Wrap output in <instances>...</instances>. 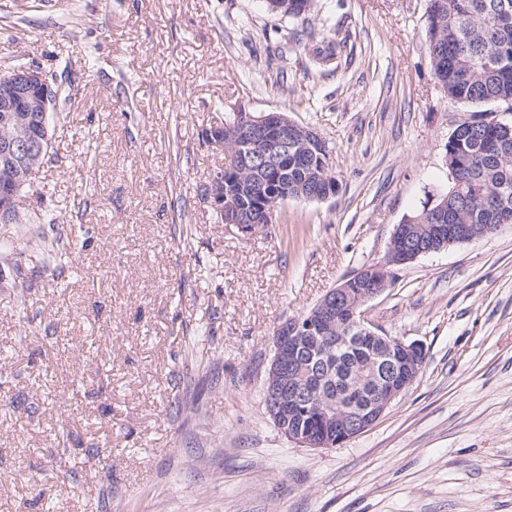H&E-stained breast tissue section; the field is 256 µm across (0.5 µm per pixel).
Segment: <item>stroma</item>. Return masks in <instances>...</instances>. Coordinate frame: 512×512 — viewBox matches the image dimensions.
<instances>
[{"label": "stroma", "instance_id": "obj_1", "mask_svg": "<svg viewBox=\"0 0 512 512\" xmlns=\"http://www.w3.org/2000/svg\"><path fill=\"white\" fill-rule=\"evenodd\" d=\"M428 5L0 0V72H68L26 201L77 258L57 277L37 250L6 259L0 224V512H512V224L393 267L366 304L425 350L367 431L309 448L264 403L277 326L448 186L471 109L434 75ZM233 112L314 130L335 195L250 236L218 224L205 133ZM269 0H264L265 7L268 10V12L280 15L282 17H286L285 13L282 11L288 10V16L287 17H299L301 15L308 14L314 9V0H285L286 2L283 4V0H276L272 2V5L267 3ZM284 5V6H282ZM282 6V7H280ZM272 8V9H271ZM279 11L277 13H274L273 11ZM282 10V11H280Z\"/></svg>", "mask_w": 512, "mask_h": 512}]
</instances>
